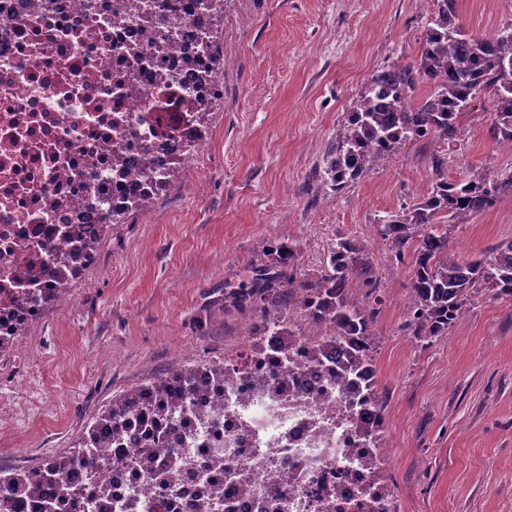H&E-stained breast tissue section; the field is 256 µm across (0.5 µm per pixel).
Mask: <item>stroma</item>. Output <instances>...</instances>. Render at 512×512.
I'll return each mask as SVG.
<instances>
[{"mask_svg": "<svg viewBox=\"0 0 512 512\" xmlns=\"http://www.w3.org/2000/svg\"><path fill=\"white\" fill-rule=\"evenodd\" d=\"M432 0H229L219 40L224 96L197 165L127 223L113 225L66 309L47 307L0 371V469L70 448L114 397L177 365L237 352L252 316L224 311L262 243L300 241L297 275L324 268L338 237L367 246L379 280L374 368L392 454L385 474L404 512H512V298L479 290L463 321L424 345L403 332L411 261L381 258L377 222L427 197L430 154L448 178L510 169L489 135L492 94L457 118L453 141L413 142L343 190L317 180L324 152L372 77L417 64ZM464 29L512 28V0H457ZM512 238V195L454 225L479 256Z\"/></svg>", "mask_w": 512, "mask_h": 512, "instance_id": "35a3bbf8", "label": "stroma"}]
</instances>
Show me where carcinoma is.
Segmentation results:
<instances>
[{
  "instance_id": "obj_1",
  "label": "carcinoma",
  "mask_w": 512,
  "mask_h": 512,
  "mask_svg": "<svg viewBox=\"0 0 512 512\" xmlns=\"http://www.w3.org/2000/svg\"><path fill=\"white\" fill-rule=\"evenodd\" d=\"M420 80L434 90L411 106L409 91ZM487 90L496 102L489 133L497 143H511L512 32L471 35L459 21L456 0H442L426 26L418 66L393 64L375 74L337 130L336 147L323 160L322 178L341 190L383 158L374 149L376 144L390 155L414 140L454 139L458 115ZM447 164L445 154H433L435 180L428 198L379 224L380 237L397 261L412 255L410 306L402 329L421 343L445 335L479 289L512 297V239L461 262L449 249L448 225L438 223L439 215L445 213L448 221L463 224L472 214L492 206L503 192L512 193V170L494 178L473 174L450 182L444 175ZM261 253V262L250 264L243 279L224 288V313L254 315L256 336L264 335L270 325L279 336L296 335L290 327L294 313L324 324L329 331L311 358L318 362L324 351L343 345L349 354L343 375L363 377L362 369L370 363L365 343L373 340L372 325L381 302L375 296L378 283L364 243L338 238L314 280H300L288 271L298 255L296 244L286 240L265 244ZM354 288L364 289V299L355 298ZM231 376L222 361L179 366L113 399L74 448L47 457L36 469L0 470V512H26L24 494L29 490L40 491L41 512H56L61 502L76 510L90 507L98 498H112L110 485L100 479V473L112 465L102 445L121 439L126 425L135 420L145 440L142 447L133 449V466L146 473L156 471L160 445L177 432V422L189 412L191 398L201 394L200 386H222ZM189 464L184 458L160 471L161 491H175L180 472Z\"/></svg>"
}]
</instances>
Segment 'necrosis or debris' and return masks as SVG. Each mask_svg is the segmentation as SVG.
Here are the masks:
<instances>
[{"mask_svg": "<svg viewBox=\"0 0 512 512\" xmlns=\"http://www.w3.org/2000/svg\"><path fill=\"white\" fill-rule=\"evenodd\" d=\"M219 0H0V335L19 336L44 311L45 289L84 280L97 256L69 227L104 235L140 200L167 191V168L194 164L206 140L197 115L222 98L224 55L210 26ZM170 24H163V17ZM313 327L275 359L276 336L242 350L249 377L225 380L196 406L216 433L173 436L160 449L193 460L173 498L130 469L128 431L101 474L104 512H189L213 494L219 512H403L385 476L386 414L317 365ZM372 434L363 443L360 434ZM224 467L211 469L214 456Z\"/></svg>", "mask_w": 512, "mask_h": 512, "instance_id": "obj_1", "label": "necrosis or debris"}]
</instances>
